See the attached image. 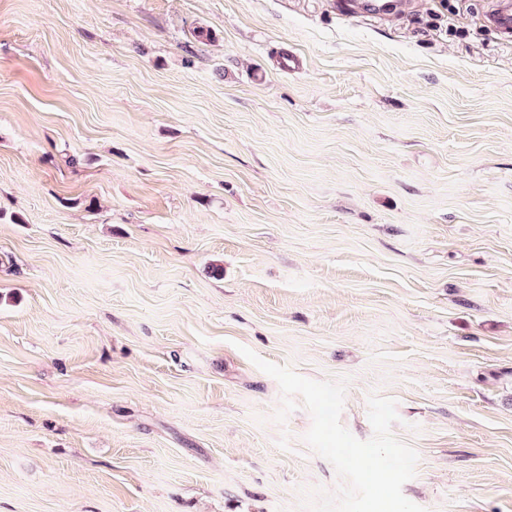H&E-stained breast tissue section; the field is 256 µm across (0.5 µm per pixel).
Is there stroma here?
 <instances>
[{
  "label": "stroma",
  "mask_w": 512,
  "mask_h": 512,
  "mask_svg": "<svg viewBox=\"0 0 512 512\" xmlns=\"http://www.w3.org/2000/svg\"><path fill=\"white\" fill-rule=\"evenodd\" d=\"M489 2L0 0V512H308L345 481L247 348L358 440L394 400L425 512H512ZM397 5L396 0H358L354 2V13L377 18L390 13Z\"/></svg>",
  "instance_id": "1"
}]
</instances>
